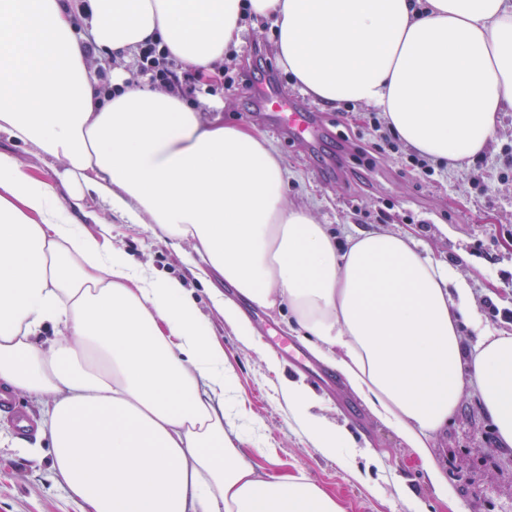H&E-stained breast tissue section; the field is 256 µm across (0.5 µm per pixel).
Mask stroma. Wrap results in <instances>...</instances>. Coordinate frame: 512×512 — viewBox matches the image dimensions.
I'll list each match as a JSON object with an SVG mask.
<instances>
[{
  "label": "stroma",
  "mask_w": 512,
  "mask_h": 512,
  "mask_svg": "<svg viewBox=\"0 0 512 512\" xmlns=\"http://www.w3.org/2000/svg\"><path fill=\"white\" fill-rule=\"evenodd\" d=\"M244 26L241 44L224 54L225 73L233 76L247 67L260 80L277 74L278 93L308 112L312 132L304 142L287 138L241 85L219 86L215 98L225 123L256 128L277 151L287 171L288 203L309 207L341 241L358 230L411 232L435 259L468 279L485 323L512 333V111L501 113L486 154L453 169L436 163L427 177L412 165L411 147L376 137L371 106L327 105L300 91L275 51L272 19L250 17ZM97 208L87 199L69 212L78 226L106 234L136 264L178 278L193 292L235 371L248 415L236 429L247 461L258 471L305 473L336 497L344 512H512V449L499 447L474 383H466L456 415L432 450L448 478L442 495L396 429L373 417L343 377H336L332 389L318 383L317 371L329 364L289 329L288 310L242 303L258 342L254 349L244 345L215 307L211 287L196 278L169 239L149 224L115 217L94 223L89 214ZM290 379L317 393L319 414L347 428L355 447L330 457L309 446L282 395L281 386ZM12 402L14 413H0V512H80L78 500L53 478L48 437L22 432L14 417L20 411L39 424L43 408L19 396ZM19 437L36 445L37 453L12 448ZM402 486L407 496H400Z\"/></svg>",
  "instance_id": "stroma-1"
}]
</instances>
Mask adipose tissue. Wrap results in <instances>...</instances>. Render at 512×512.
Wrapping results in <instances>:
<instances>
[{"instance_id":"1","label":"adipose tissue","mask_w":512,"mask_h":512,"mask_svg":"<svg viewBox=\"0 0 512 512\" xmlns=\"http://www.w3.org/2000/svg\"><path fill=\"white\" fill-rule=\"evenodd\" d=\"M247 13L273 19L304 92L379 107L435 161L482 156L512 110V0H87L80 20L105 57L158 40L207 76ZM76 20L64 0H0V132L63 166L55 186L0 151V390L44 406L52 471L82 512H344L307 476L246 460L228 432L236 374L208 321L183 282L72 223L69 204L88 196L200 258L201 280L287 304L438 491L430 450L466 379L512 448V333L482 326L465 278L407 232L338 243L288 204L287 172L256 129L159 90L100 101ZM464 323L478 331L468 353ZM284 391L312 447H350L312 391Z\"/></svg>"}]
</instances>
